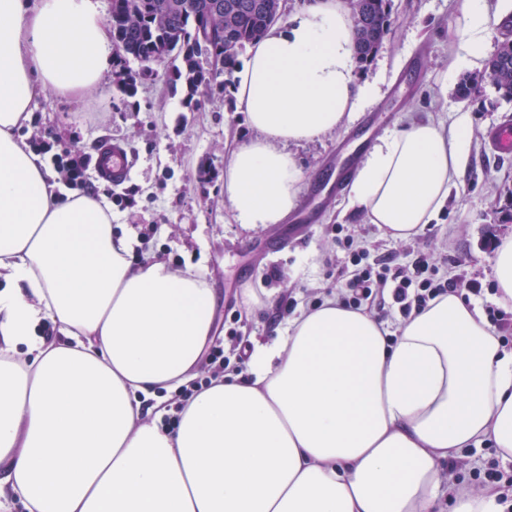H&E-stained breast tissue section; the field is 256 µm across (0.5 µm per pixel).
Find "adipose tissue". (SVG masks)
I'll use <instances>...</instances> for the list:
<instances>
[{
	"label": "adipose tissue",
	"instance_id": "adipose-tissue-1",
	"mask_svg": "<svg viewBox=\"0 0 512 512\" xmlns=\"http://www.w3.org/2000/svg\"><path fill=\"white\" fill-rule=\"evenodd\" d=\"M462 49L486 51L487 0H463ZM344 0H310L249 51L232 89L255 133L224 198L248 228L282 222L305 173L292 146L343 127L359 78ZM101 0H0V512H504L503 491L443 484L448 458L490 442L512 461V350L451 293L397 341L337 297L256 345L251 380L196 392L175 429L141 399L196 377L216 296L193 269L133 265V240L91 192H64L23 131L46 92L80 99L112 70ZM469 144L465 122L380 138L349 204L406 240L437 221ZM52 322L58 337L40 334Z\"/></svg>",
	"mask_w": 512,
	"mask_h": 512
}]
</instances>
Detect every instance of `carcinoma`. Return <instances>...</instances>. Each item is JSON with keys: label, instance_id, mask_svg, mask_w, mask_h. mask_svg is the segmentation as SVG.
<instances>
[{"label": "carcinoma", "instance_id": "1", "mask_svg": "<svg viewBox=\"0 0 512 512\" xmlns=\"http://www.w3.org/2000/svg\"><path fill=\"white\" fill-rule=\"evenodd\" d=\"M392 0H348L356 41L358 72L370 62L389 33ZM112 76L115 87L128 95L137 90L140 74L126 68L127 58L140 62L166 53L179 62L175 77L184 80L188 102L197 94L223 93L234 82L245 47L261 39L283 15L281 0H112ZM216 56L221 68L210 73L200 58ZM498 98L512 102V39L497 42L483 74L461 79L456 97L470 100L482 82Z\"/></svg>", "mask_w": 512, "mask_h": 512}]
</instances>
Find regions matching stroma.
Masks as SVG:
<instances>
[{
    "mask_svg": "<svg viewBox=\"0 0 512 512\" xmlns=\"http://www.w3.org/2000/svg\"><path fill=\"white\" fill-rule=\"evenodd\" d=\"M460 16L461 0H392L391 31L364 74L378 91L358 105L357 114L393 113V129L411 118L448 126L460 115L468 117L469 147L445 220L425 225L408 240H394L366 223L349 209L347 196L328 201L314 196L315 178L335 163L337 146L351 133L347 127L293 149L306 174L299 202L316 208L313 223L284 221L250 230L235 224L223 179L201 183L198 169L208 162L224 171L231 150L254 133L232 93L188 107L186 88L172 79L168 64L142 75L132 95L109 81L79 101L47 94L33 114L28 139L34 145L72 142L91 156L104 143L127 144L133 158L128 180L116 187L94 176L89 187L112 201L114 230L131 233L144 259L177 270L191 267L207 278L217 297L214 341L227 349L235 346L228 334L232 313L241 315L243 341L271 344L293 320V300L307 293L318 298L344 283V254L333 231L339 224L371 258L395 254L403 266L406 252L429 251L446 256L441 269L449 276L487 289L494 283L490 260L496 245L512 236V221L499 212L512 198V157L493 153L485 134L512 117V103L497 100L487 84L476 100L457 99L459 78H448L447 72L449 48L459 43ZM154 224L161 230L153 236ZM273 268L278 280L262 285V274Z\"/></svg>",
    "mask_w": 512,
    "mask_h": 512,
    "instance_id": "1",
    "label": "stroma"
}]
</instances>
